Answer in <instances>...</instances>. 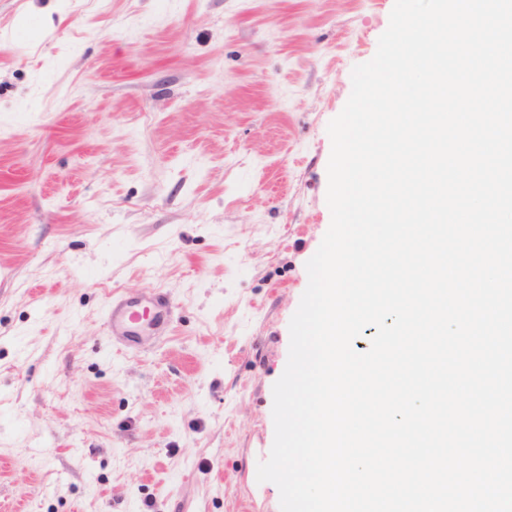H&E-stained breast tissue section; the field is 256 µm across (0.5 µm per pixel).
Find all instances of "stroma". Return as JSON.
Segmentation results:
<instances>
[{
	"instance_id": "35a3bbf8",
	"label": "stroma",
	"mask_w": 512,
	"mask_h": 512,
	"mask_svg": "<svg viewBox=\"0 0 512 512\" xmlns=\"http://www.w3.org/2000/svg\"><path fill=\"white\" fill-rule=\"evenodd\" d=\"M393 6L0 0V512H280L327 127ZM158 289L116 352L107 302Z\"/></svg>"
}]
</instances>
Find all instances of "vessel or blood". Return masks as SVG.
Masks as SVG:
<instances>
[{"mask_svg":"<svg viewBox=\"0 0 512 512\" xmlns=\"http://www.w3.org/2000/svg\"><path fill=\"white\" fill-rule=\"evenodd\" d=\"M172 302L163 295L151 298L113 295L106 308L107 325L113 337L118 339L126 351H134L139 343L137 331L142 326L160 327L168 314Z\"/></svg>","mask_w":512,"mask_h":512,"instance_id":"1","label":"vessel or blood"}]
</instances>
